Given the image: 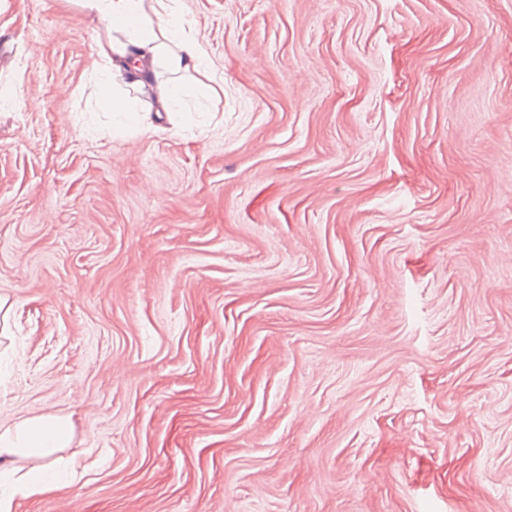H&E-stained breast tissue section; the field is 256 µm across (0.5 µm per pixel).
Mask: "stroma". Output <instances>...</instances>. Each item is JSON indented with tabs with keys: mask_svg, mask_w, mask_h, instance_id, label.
<instances>
[{
	"mask_svg": "<svg viewBox=\"0 0 512 512\" xmlns=\"http://www.w3.org/2000/svg\"><path fill=\"white\" fill-rule=\"evenodd\" d=\"M210 69L145 132L106 25L0 0L14 512H512V0H181ZM72 437L68 420L58 416L25 418L0 431V460L10 465L19 459H37L47 463L33 467L14 481L20 492L47 491L53 483L45 476L52 457L66 448Z\"/></svg>",
	"mask_w": 512,
	"mask_h": 512,
	"instance_id": "obj_1",
	"label": "stroma"
}]
</instances>
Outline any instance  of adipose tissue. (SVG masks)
I'll return each mask as SVG.
<instances>
[{
	"instance_id": "ef3b65f1",
	"label": "adipose tissue",
	"mask_w": 512,
	"mask_h": 512,
	"mask_svg": "<svg viewBox=\"0 0 512 512\" xmlns=\"http://www.w3.org/2000/svg\"><path fill=\"white\" fill-rule=\"evenodd\" d=\"M90 15L107 21L108 33L97 44L103 79L96 92V105L103 112L124 114L132 122H146V115L124 102L126 88L149 89L157 111L168 112L189 94L159 79V67L172 72L205 68L208 58L191 33L179 0H79ZM72 428L58 416H34L0 430V477L15 479L21 492L47 491L53 484L45 476L44 462L68 446ZM20 459L38 460V467L16 474Z\"/></svg>"
}]
</instances>
